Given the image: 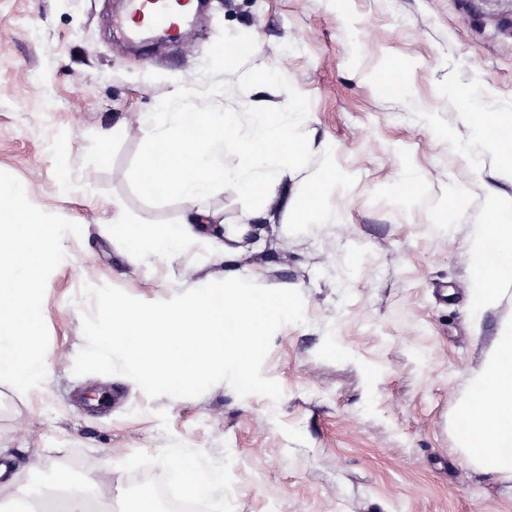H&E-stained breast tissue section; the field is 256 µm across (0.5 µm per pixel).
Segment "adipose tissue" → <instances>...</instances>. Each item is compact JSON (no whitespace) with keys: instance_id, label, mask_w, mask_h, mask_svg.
<instances>
[{"instance_id":"obj_1","label":"adipose tissue","mask_w":512,"mask_h":512,"mask_svg":"<svg viewBox=\"0 0 512 512\" xmlns=\"http://www.w3.org/2000/svg\"><path fill=\"white\" fill-rule=\"evenodd\" d=\"M200 94L176 89L146 117L150 148L135 176L140 183L148 178L159 183L165 196L178 201V221L133 222L116 198L104 227L134 270L145 282H160L162 293L99 288L88 299L85 356L102 370L156 389H193L228 374L246 377L265 338L299 312L297 295L287 285L228 268L239 236L232 229L218 232L220 213L210 205L225 182L234 183L248 201L238 224L254 219L252 200L275 195L288 179L300 189L298 201L288 207L291 224L342 221L325 203L335 181L333 152L317 143L299 103L263 112L244 102L239 111L226 112L199 107ZM313 151L321 160L310 167L306 158ZM492 241L499 248L498 265L477 270L470 283L477 318L512 290L511 196H491L488 218L473 225L467 247L477 256ZM192 267L210 274L190 280L186 271ZM454 434L456 451L470 467L512 479L511 320L494 336L459 398ZM159 457L204 512H224L223 497L213 492L224 480L221 470L176 445L161 449Z\"/></svg>"}]
</instances>
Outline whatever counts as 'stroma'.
I'll use <instances>...</instances> for the list:
<instances>
[{
	"label": "stroma",
	"instance_id": "1",
	"mask_svg": "<svg viewBox=\"0 0 512 512\" xmlns=\"http://www.w3.org/2000/svg\"><path fill=\"white\" fill-rule=\"evenodd\" d=\"M122 5L0 0V171L82 228L73 264L49 283L50 382L36 400L0 391V456L31 481L76 458V482L106 454L131 457L98 486L114 512L163 494L171 478L153 457L170 443L222 467L227 512H512V480L469 468L452 426L512 317L510 293L473 326L466 293L484 191L512 196V184L490 154L484 188L459 192L476 117L512 101V0H207L177 46L131 41ZM230 39L259 41L285 93L237 68L213 72ZM217 78L221 110L302 102L317 140L335 148L328 202L344 221L284 233L292 181L255 202V240L234 265L297 287L299 314L256 352L252 380L151 393L83 362L85 300L119 275L138 287L102 229L113 198L150 224L180 213L136 188L150 146L143 114L179 84ZM407 165L422 183L404 206Z\"/></svg>",
	"mask_w": 512,
	"mask_h": 512
}]
</instances>
